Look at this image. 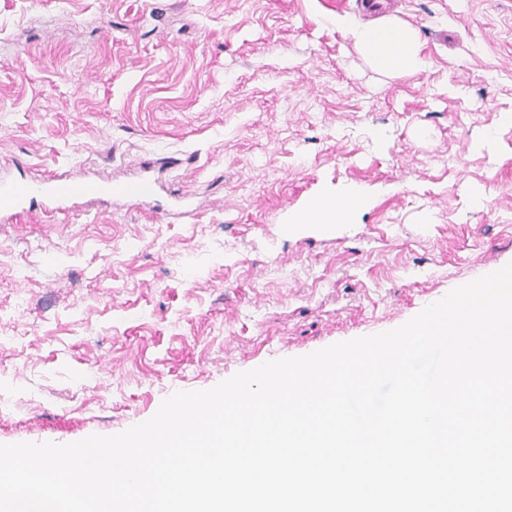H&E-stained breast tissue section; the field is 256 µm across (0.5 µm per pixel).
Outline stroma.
Masks as SVG:
<instances>
[{
	"label": "stroma",
	"mask_w": 512,
	"mask_h": 512,
	"mask_svg": "<svg viewBox=\"0 0 512 512\" xmlns=\"http://www.w3.org/2000/svg\"><path fill=\"white\" fill-rule=\"evenodd\" d=\"M342 17L429 70L376 74ZM507 111L512 0H0V176L155 186L0 222V444L122 432L511 263ZM350 199L348 206L341 205L339 199H318L309 203L304 212L290 222V232L297 231L302 224H346L350 218L351 210L363 203V198L358 193L352 192L344 196Z\"/></svg>",
	"instance_id": "35a3bbf8"
}]
</instances>
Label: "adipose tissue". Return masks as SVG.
Here are the masks:
<instances>
[{"instance_id": "ef3b65f1", "label": "adipose tissue", "mask_w": 512, "mask_h": 512, "mask_svg": "<svg viewBox=\"0 0 512 512\" xmlns=\"http://www.w3.org/2000/svg\"><path fill=\"white\" fill-rule=\"evenodd\" d=\"M348 31L368 64L385 75H414L426 71L429 61L422 51L419 34L409 25L389 21L380 24L352 23ZM349 205L335 199H318L309 203L304 212L291 221L289 230L304 224H344L352 208L362 204L358 193H350Z\"/></svg>"}]
</instances>
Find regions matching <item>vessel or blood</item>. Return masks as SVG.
I'll use <instances>...</instances> for the list:
<instances>
[{
  "instance_id": "obj_1",
  "label": "vessel or blood",
  "mask_w": 512,
  "mask_h": 512,
  "mask_svg": "<svg viewBox=\"0 0 512 512\" xmlns=\"http://www.w3.org/2000/svg\"><path fill=\"white\" fill-rule=\"evenodd\" d=\"M154 186L146 179L119 182L108 177L93 181L50 177L41 182L0 180V216L15 219L27 203L40 201L44 210L86 198L143 201L152 197Z\"/></svg>"
}]
</instances>
